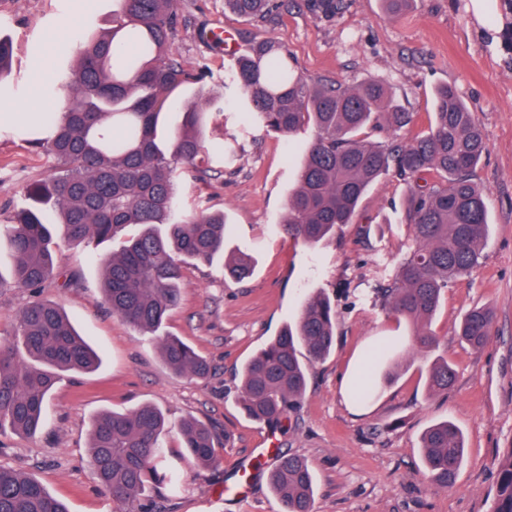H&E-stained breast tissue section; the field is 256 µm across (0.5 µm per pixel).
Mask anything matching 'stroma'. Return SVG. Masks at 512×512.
Segmentation results:
<instances>
[{
    "mask_svg": "<svg viewBox=\"0 0 512 512\" xmlns=\"http://www.w3.org/2000/svg\"><path fill=\"white\" fill-rule=\"evenodd\" d=\"M313 3L284 0L271 21L256 23L224 0H179L183 24L174 53L186 69L204 66L210 75L204 84L170 93L166 108L183 112L207 98L228 97L224 73L234 60L205 39L214 28L231 31L240 53L264 40L286 42L298 73L312 82L389 86L414 114L402 133L406 139L427 131L434 87L452 85L487 145L473 179L489 191L491 223L478 265L449 285L431 323L436 353L453 365L456 382L448 393L432 394L428 360L410 353L362 410L340 392L342 375L366 341L409 331L372 293L385 278V265L398 262L409 243L404 181L390 176L375 182L353 223L316 247L304 246L284 232L281 219L313 127L283 137L242 127L238 113H213L210 142L237 139L239 159L220 173L183 176V205L197 213L223 212L225 253H248L253 271L231 283L223 262L185 266L180 304L164 327L210 362L208 377L171 373L155 342L112 316L101 293L99 261L112 244L54 247L60 276L37 297L66 311L102 363L92 373L62 374L42 430L0 436V464L37 479L71 512H117L93 478L87 427L99 412L142 403L159 408L173 425L193 415L215 435V465L196 468L185 459L179 436L169 434L168 464L179 483L175 492L155 495L160 512H283L268 483L274 461L258 460L261 448L309 461L315 512L491 510L498 466L512 453V0H504L485 28L475 22L470 0H415L410 12L395 19L384 15L380 0H345L335 14L321 13ZM66 10L65 0H0V31L12 39L21 85L14 97L19 111L54 112L64 105V94L42 93L30 60L40 54L59 83L69 80L76 49L61 27ZM52 164L35 144L0 135V224L26 206L27 186ZM69 276L77 286H63ZM317 289L336 306V346L311 367L304 399L276 430L241 410L239 370L297 321L304 297ZM475 306L496 313L492 335L478 350L457 335L463 315ZM443 420L453 421L465 440V459L450 488L427 479L421 451L424 432ZM243 467L254 471L247 496L225 497V477Z\"/></svg>",
    "mask_w": 512,
    "mask_h": 512,
    "instance_id": "1",
    "label": "stroma"
}]
</instances>
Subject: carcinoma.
<instances>
[{
	"mask_svg": "<svg viewBox=\"0 0 512 512\" xmlns=\"http://www.w3.org/2000/svg\"><path fill=\"white\" fill-rule=\"evenodd\" d=\"M112 27L81 37L67 86L69 103L60 115L38 118L49 135L36 144L54 160L48 176L29 185L28 207L11 224H0V243L13 256L10 285L36 293L53 277L54 239L97 246L127 227L139 228L118 251L102 258L105 304L124 324L152 337L165 365L176 375L203 378L206 360L181 339L162 332L177 307L183 266L224 260V279L249 277V256H224V213L183 209L180 169L204 175L215 161L233 162L224 147L205 146L207 118L224 111V101L184 113L172 125L164 112L167 94L197 83L202 70H187L175 58L182 23L178 0H114ZM389 18L407 12L414 0H381ZM240 16L270 20L274 0H225ZM14 48L0 33V94L15 93L10 81ZM225 80L247 103V116L289 136L306 124L317 129L298 169L282 224L309 247L352 223L367 188L383 176L408 186L406 224L412 244L375 289L381 304L412 325L409 343L380 349L379 378L351 397L362 402L390 380L393 368L414 349L435 351L429 323L448 283L468 274L481 258L491 231L486 188L473 172L486 151L472 113L448 85L434 90L429 131L403 141L398 132L413 123L382 84L310 83L297 74L288 47L261 42L239 55ZM377 133L373 140L367 131ZM494 311L471 308L458 336L477 349L491 333ZM336 345V313L319 292L308 296L297 321L286 326L241 370V404L253 420L274 426L306 393L309 366L326 359ZM100 362L92 345L55 304L33 300L21 311L10 337L0 336V434L34 435L43 423L48 396L59 376L91 371ZM456 373L436 357L428 369L435 395L445 394ZM177 431L188 461L215 463V436L192 415ZM90 458L98 486L119 512H154L147 492L176 485L164 468L165 417L151 404L103 412L89 423ZM423 463L436 486H452L464 460V440L445 420L422 438ZM269 485L284 512H314L316 482L306 459L283 454L269 473ZM0 512H70L35 478L0 465ZM493 512H512V452L498 469Z\"/></svg>",
	"mask_w": 512,
	"mask_h": 512,
	"instance_id": "1",
	"label": "carcinoma"
}]
</instances>
